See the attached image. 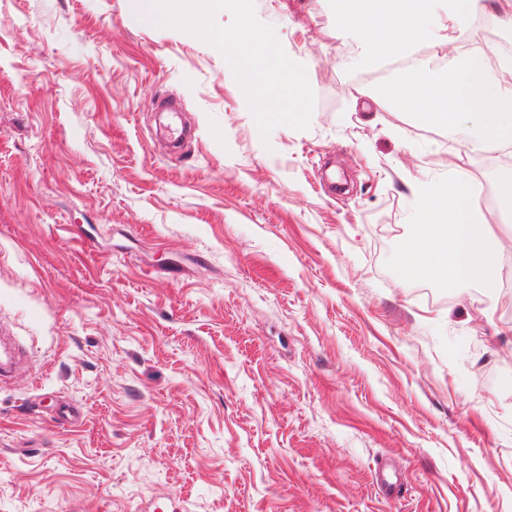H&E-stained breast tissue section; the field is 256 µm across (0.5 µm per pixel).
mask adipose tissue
Returning a JSON list of instances; mask_svg holds the SVG:
<instances>
[{
    "label": "adipose tissue",
    "instance_id": "adipose-tissue-1",
    "mask_svg": "<svg viewBox=\"0 0 512 512\" xmlns=\"http://www.w3.org/2000/svg\"><path fill=\"white\" fill-rule=\"evenodd\" d=\"M433 0H336L341 30L355 32L360 55L371 64L384 56L407 54L430 37ZM415 100L429 126L464 129L478 146H512V55L498 46L449 59L444 77L395 72L385 100ZM415 194L417 224L398 255L406 274L474 288L493 298L502 281L503 260L512 251V235L496 234L483 222L466 175L449 173L444 185L424 183Z\"/></svg>",
    "mask_w": 512,
    "mask_h": 512
}]
</instances>
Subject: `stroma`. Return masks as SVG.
Wrapping results in <instances>:
<instances>
[{"mask_svg":"<svg viewBox=\"0 0 512 512\" xmlns=\"http://www.w3.org/2000/svg\"><path fill=\"white\" fill-rule=\"evenodd\" d=\"M255 10L307 130L261 139L221 53L126 0H0V324L30 355L0 512H512V254L490 302L396 262L453 170L512 234V147L373 104L398 62L333 0ZM495 206L498 212L504 216L512 218V171L504 173L498 183V190L495 199Z\"/></svg>","mask_w":512,"mask_h":512,"instance_id":"obj_1","label":"stroma"}]
</instances>
